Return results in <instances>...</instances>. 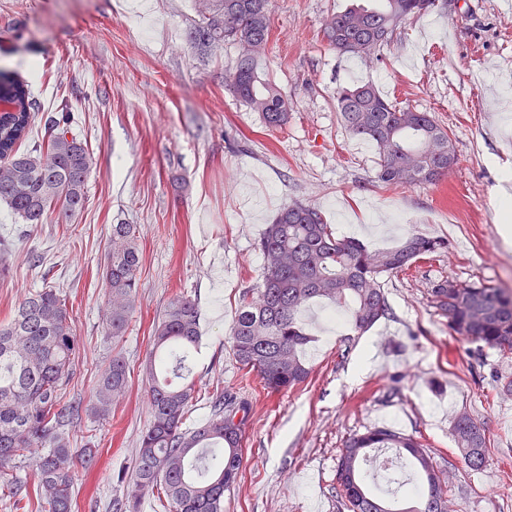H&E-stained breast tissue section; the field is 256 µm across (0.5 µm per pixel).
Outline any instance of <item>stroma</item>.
<instances>
[{
  "instance_id": "obj_1",
  "label": "stroma",
  "mask_w": 512,
  "mask_h": 512,
  "mask_svg": "<svg viewBox=\"0 0 512 512\" xmlns=\"http://www.w3.org/2000/svg\"><path fill=\"white\" fill-rule=\"evenodd\" d=\"M347 2L271 0L266 63L291 103L287 126L271 130L224 87L235 46L188 50L194 0H0V71L29 81L38 117L68 101L72 132L93 158L86 205L71 218L21 224L0 206L1 257L11 267L0 277V322L46 281L72 303L79 349L65 399L84 410L70 439L99 450L75 474L76 512H112L113 499L132 491L117 473L132 470L149 424L151 336L178 292L202 314L191 365L199 388L252 402L243 477L225 492L224 512H338L343 441L375 427L417 437L449 467L454 512H512V396L498 392L512 379V358L473 357L430 294L448 278L512 289V238L496 208L512 173V0H437L370 62L322 40L324 20ZM353 82L432 112L458 157L448 175L412 187L378 182L374 149L345 131L336 110L337 87ZM291 201L372 249L414 232L447 239L449 250L383 278L392 315L364 334L332 325L327 302L306 307L311 374L269 396L242 382L229 333L241 293L262 282L254 243ZM115 224L136 225L142 251L129 325L116 341L102 325ZM116 353L129 366V390L98 420L88 408ZM463 411L486 430L479 471L450 434Z\"/></svg>"
}]
</instances>
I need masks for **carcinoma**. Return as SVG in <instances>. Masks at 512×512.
<instances>
[{
  "label": "carcinoma",
  "mask_w": 512,
  "mask_h": 512,
  "mask_svg": "<svg viewBox=\"0 0 512 512\" xmlns=\"http://www.w3.org/2000/svg\"><path fill=\"white\" fill-rule=\"evenodd\" d=\"M352 3L328 15L322 40L340 55L365 60L389 44L408 20L431 9L436 0H376ZM198 20L187 43L199 52L224 44L238 48L224 88L268 128L287 125L291 104L262 70L271 38L270 0H197ZM0 204L24 224H42L47 215L68 219L84 207L92 164L87 144L72 133V109L59 105L43 124L41 141L29 149L35 101L28 85L0 72ZM344 128L370 142L378 157L377 180L387 185L434 184L456 164L448 130L432 113L394 103L376 85L363 83L336 90ZM263 260L262 283L243 292L230 332L238 369L258 380L268 395L293 389L310 374L302 358L308 337L298 321L315 299L343 309L352 328L363 333L392 315L380 277L401 273L418 259L448 250V240L407 234L400 244L371 251L336 235L319 210L286 203L255 242ZM141 253L132 224L111 225L110 250L102 278L107 309L103 318L112 338L124 336L138 288ZM433 303L448 319V330L477 354L492 350L512 357V290L485 283L444 280L431 288ZM202 338L201 313L191 300L174 296L154 326L149 378L150 424L142 433L132 473L135 492L112 502L113 512H138L145 494L167 502L169 512H224V493L239 481L245 464L243 439L251 403L223 388L210 395L211 417L184 427L196 398L186 362ZM78 350L68 298L45 282L0 324V500L12 512L27 510L24 488L14 470L33 460L42 512H73L77 467L95 461L97 449L71 447L67 427L78 408L63 403L65 386ZM129 368L118 353L101 375L91 405L98 419L112 415L125 397ZM451 435L466 464L486 463L484 426L459 413ZM374 448H390L417 474L403 500L387 499L365 482L367 457ZM447 472L417 438L374 428L346 439L336 470V499L345 512H448L443 492Z\"/></svg>",
  "instance_id": "cac0c4a2"
}]
</instances>
